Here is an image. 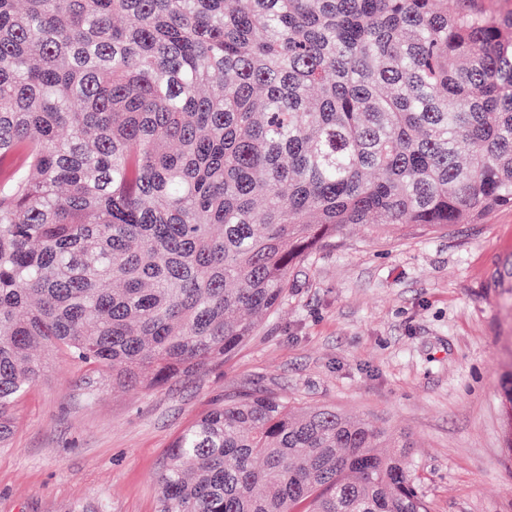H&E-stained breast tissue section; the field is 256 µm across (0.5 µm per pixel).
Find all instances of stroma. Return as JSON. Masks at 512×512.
I'll use <instances>...</instances> for the list:
<instances>
[{"instance_id": "1", "label": "stroma", "mask_w": 512, "mask_h": 512, "mask_svg": "<svg viewBox=\"0 0 512 512\" xmlns=\"http://www.w3.org/2000/svg\"><path fill=\"white\" fill-rule=\"evenodd\" d=\"M512 208L319 245L256 336L158 389H124L60 352L0 447V512H157L167 448L224 394L268 390L412 434L430 512H512Z\"/></svg>"}]
</instances>
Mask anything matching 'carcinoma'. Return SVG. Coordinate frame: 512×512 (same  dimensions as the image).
Returning <instances> with one entry per match:
<instances>
[{
    "label": "carcinoma",
    "instance_id": "cac0c4a2",
    "mask_svg": "<svg viewBox=\"0 0 512 512\" xmlns=\"http://www.w3.org/2000/svg\"><path fill=\"white\" fill-rule=\"evenodd\" d=\"M512 208V11L489 0H0V445L44 352L159 388L288 274ZM408 433L224 396L157 512H429Z\"/></svg>",
    "mask_w": 512,
    "mask_h": 512
}]
</instances>
